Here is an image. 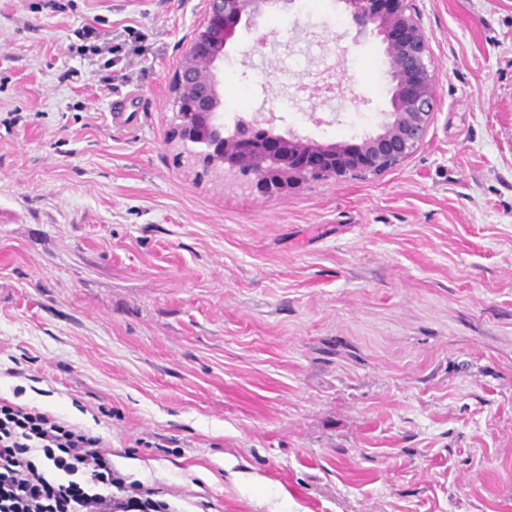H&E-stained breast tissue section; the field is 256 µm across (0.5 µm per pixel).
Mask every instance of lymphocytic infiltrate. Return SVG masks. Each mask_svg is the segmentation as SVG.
Masks as SVG:
<instances>
[{"label":"lymphocytic infiltrate","mask_w":512,"mask_h":512,"mask_svg":"<svg viewBox=\"0 0 512 512\" xmlns=\"http://www.w3.org/2000/svg\"><path fill=\"white\" fill-rule=\"evenodd\" d=\"M112 465L102 437L0 400V512H174Z\"/></svg>","instance_id":"lymphocytic-infiltrate-1"}]
</instances>
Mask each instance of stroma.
<instances>
[{"mask_svg":"<svg viewBox=\"0 0 512 512\" xmlns=\"http://www.w3.org/2000/svg\"><path fill=\"white\" fill-rule=\"evenodd\" d=\"M412 6L422 143L264 197L169 136L206 0H0V399L102 436L178 512H512V0ZM345 17L295 0L239 26L225 132H376L384 46ZM85 26L111 67L71 52Z\"/></svg>","mask_w":512,"mask_h":512,"instance_id":"stroma-1","label":"stroma"}]
</instances>
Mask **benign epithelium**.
<instances>
[{
	"label": "benign epithelium",
	"instance_id": "obj_1",
	"mask_svg": "<svg viewBox=\"0 0 512 512\" xmlns=\"http://www.w3.org/2000/svg\"><path fill=\"white\" fill-rule=\"evenodd\" d=\"M352 40L382 37L392 82L391 109L383 113L379 131L354 143H321L292 132L268 129L273 117L256 113L252 130L231 137H213L208 149L220 172L247 171L254 175L251 189L266 196L288 192L307 181L338 179L349 174H378L407 159L423 141L437 101L428 37L412 11L410 0H341ZM293 0H208V18L202 29L219 48L213 60L224 56L237 27L269 9H286ZM194 50L174 77L176 137L182 142L205 138L216 112L217 83L201 85L195 78Z\"/></svg>",
	"mask_w": 512,
	"mask_h": 512
}]
</instances>
